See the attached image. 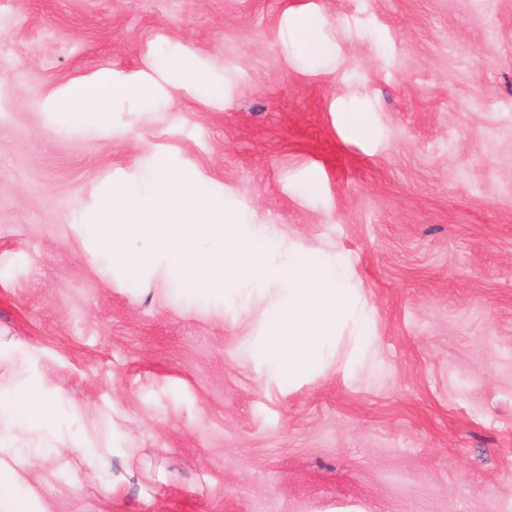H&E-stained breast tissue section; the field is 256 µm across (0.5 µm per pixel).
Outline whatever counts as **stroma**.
<instances>
[{
  "label": "stroma",
  "instance_id": "obj_1",
  "mask_svg": "<svg viewBox=\"0 0 512 512\" xmlns=\"http://www.w3.org/2000/svg\"><path fill=\"white\" fill-rule=\"evenodd\" d=\"M106 75L97 121L52 110ZM160 169L350 271L322 370L81 230ZM1 265L0 385L65 392L55 512H512V0H0Z\"/></svg>",
  "mask_w": 512,
  "mask_h": 512
}]
</instances>
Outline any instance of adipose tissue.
I'll list each match as a JSON object with an SVG mask.
<instances>
[{
    "label": "adipose tissue",
    "mask_w": 512,
    "mask_h": 512,
    "mask_svg": "<svg viewBox=\"0 0 512 512\" xmlns=\"http://www.w3.org/2000/svg\"><path fill=\"white\" fill-rule=\"evenodd\" d=\"M111 96L112 82L104 79L69 86L53 105L95 120ZM57 402V396L39 383L15 388L7 398H0V512H53L44 494L48 479L34 469L41 455L35 443L43 438ZM22 438L28 440V447H19Z\"/></svg>",
    "instance_id": "ef3b65f1"
}]
</instances>
